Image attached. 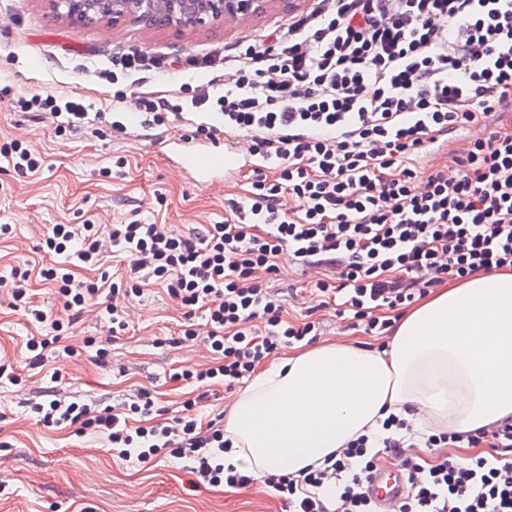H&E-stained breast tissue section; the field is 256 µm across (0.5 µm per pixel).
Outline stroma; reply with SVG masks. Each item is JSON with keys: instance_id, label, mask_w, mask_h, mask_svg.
Wrapping results in <instances>:
<instances>
[{"instance_id": "1", "label": "stroma", "mask_w": 512, "mask_h": 512, "mask_svg": "<svg viewBox=\"0 0 512 512\" xmlns=\"http://www.w3.org/2000/svg\"><path fill=\"white\" fill-rule=\"evenodd\" d=\"M51 0H0V143L25 141L45 160L36 175L17 172L0 161V281L30 271L35 304L50 317L64 311L38 268L55 255L45 245L52 224H149L185 232L223 223L228 200H244L247 177L200 180L177 162L178 149L195 145L200 114L144 125L131 120L142 93L184 102L182 83L223 84L224 68L197 70L190 63L225 46L254 41L286 25L296 9L272 0L250 19H228L205 27L148 28L131 20L83 25L55 14ZM171 64V74L124 79V98H114L101 70L127 48ZM60 100L80 98L100 118L93 126L58 134L50 112L31 114L17 101L31 95ZM121 129H114V122ZM124 167H116L117 157ZM112 301L102 293L74 324L64 343L69 353L47 354L29 366L26 341L42 334L40 324L13 309L0 291V363L11 365L16 381L0 378V512H288L271 488L192 487L191 477L164 458L147 463L112 456L105 436L47 427L29 410L51 398L81 400L92 406L132 403L139 388L152 389L162 406L177 410L186 390L175 372L210 363L202 336L204 312L194 324L198 339L182 337L184 316L162 288L145 289L126 315L127 327L112 334L105 311ZM108 341L111 353L98 360L89 339Z\"/></svg>"}]
</instances>
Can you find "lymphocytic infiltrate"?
<instances>
[{
  "label": "lymphocytic infiltrate",
  "instance_id": "1",
  "mask_svg": "<svg viewBox=\"0 0 512 512\" xmlns=\"http://www.w3.org/2000/svg\"><path fill=\"white\" fill-rule=\"evenodd\" d=\"M272 46L237 44L224 57V87L193 95L199 112L221 116L225 131L251 139L258 164L233 219L185 235L139 220L105 231L98 224H54L56 256L40 271L73 317L102 287L75 278L73 264L100 265L111 236L133 259L132 278L111 283L106 311L125 325V302L143 281L161 286L193 318L206 311L210 365L179 375L193 390L232 388L277 350L315 342L320 322L284 319L271 287L281 259L322 270L319 307L336 305L352 326L387 335L383 310H403L417 295L479 271L512 269V0H312L277 30ZM248 64L234 66L236 56ZM495 117L488 137L467 142L454 172L414 169L413 159L463 128ZM299 201L283 208L282 197ZM14 308L48 325L29 339L32 363L59 348L64 324L36 309L24 280L0 286ZM194 400L172 419L141 389L127 410L78 401L33 403L45 426L106 435L121 460H181L197 482L244 488L252 476L224 464L229 444L217 421L201 422ZM151 418L131 426V415ZM378 443L361 437L323 467L267 484L289 512H377L366 487L383 456L400 458L409 491L394 512H512V462L453 449L512 448V421L492 432H440L431 464L409 454L404 420L388 417Z\"/></svg>",
  "mask_w": 512,
  "mask_h": 512
}]
</instances>
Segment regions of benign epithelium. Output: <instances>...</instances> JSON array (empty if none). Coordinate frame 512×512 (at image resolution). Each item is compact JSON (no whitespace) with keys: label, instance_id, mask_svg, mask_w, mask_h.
Listing matches in <instances>:
<instances>
[{"label":"benign epithelium","instance_id":"1","mask_svg":"<svg viewBox=\"0 0 512 512\" xmlns=\"http://www.w3.org/2000/svg\"><path fill=\"white\" fill-rule=\"evenodd\" d=\"M271 0H199L190 5V0H165L167 27H189L205 25L227 18L256 16L267 8ZM143 0H112V16L138 18Z\"/></svg>","mask_w":512,"mask_h":512}]
</instances>
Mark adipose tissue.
<instances>
[{"label":"adipose tissue","mask_w":512,"mask_h":512,"mask_svg":"<svg viewBox=\"0 0 512 512\" xmlns=\"http://www.w3.org/2000/svg\"><path fill=\"white\" fill-rule=\"evenodd\" d=\"M392 414L427 435L512 418V270L432 293L381 347L335 342L260 367L224 418V462L258 482L296 475L384 436Z\"/></svg>","instance_id":"adipose-tissue-1"}]
</instances>
